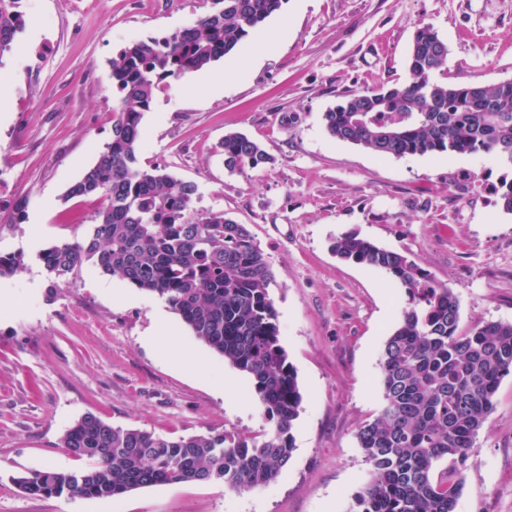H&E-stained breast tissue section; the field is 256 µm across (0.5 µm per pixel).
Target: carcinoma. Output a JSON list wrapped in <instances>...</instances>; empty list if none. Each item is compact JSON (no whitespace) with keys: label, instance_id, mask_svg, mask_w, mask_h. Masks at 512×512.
Segmentation results:
<instances>
[{"label":"carcinoma","instance_id":"obj_1","mask_svg":"<svg viewBox=\"0 0 512 512\" xmlns=\"http://www.w3.org/2000/svg\"><path fill=\"white\" fill-rule=\"evenodd\" d=\"M21 3L0 0V57L25 24ZM283 4L213 0L195 24L119 50L112 58L111 139L66 191L68 199L96 196L104 205L89 235L39 254L62 282L90 263L164 300L194 336L248 376L272 429L260 440L226 430L171 438L86 414L61 444L87 466L28 470L17 478L24 493L112 499L154 485L212 481L241 491L274 481L290 464L303 395L279 343L268 260L246 225L221 212L191 216L196 183L139 163L142 119L158 86L231 53ZM447 60L435 27L418 25L408 77L345 96L323 114L328 134L383 158L484 154L512 169V80L439 82L435 73ZM219 149L232 173L271 162L241 133L225 135ZM495 192L512 214V177L503 176ZM331 251L384 271L406 294L379 358L383 404L357 434L371 479L351 512H455L475 438L499 384L512 375V322L481 321L462 331L453 289L406 254L353 232L336 237ZM24 266L20 253L0 255V277Z\"/></svg>","mask_w":512,"mask_h":512}]
</instances>
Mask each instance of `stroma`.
Instances as JSON below:
<instances>
[{
	"instance_id": "35a3bbf8",
	"label": "stroma",
	"mask_w": 512,
	"mask_h": 512,
	"mask_svg": "<svg viewBox=\"0 0 512 512\" xmlns=\"http://www.w3.org/2000/svg\"><path fill=\"white\" fill-rule=\"evenodd\" d=\"M26 24L0 76V512H350L370 480L357 433L383 402L378 369L403 288L346 263L331 238L359 232L405 253L461 303V330L512 321V214L494 191L504 172L479 155L383 158L332 138L323 114L344 96L407 75L417 25L448 45L441 81L512 79V0H285L246 42L207 69L161 83L143 118L141 167L195 182V215L247 225L274 275L279 339L303 403L286 470L235 492L220 482L141 488L109 501L33 498L31 469H79L60 440L86 414L167 437L270 424L249 379L198 340L157 297L84 267L55 282L39 259L86 235L102 201L65 199L112 135V59L172 33L212 0H23ZM241 132L271 156L231 173L218 146ZM26 200L22 219L14 206ZM456 512H512V375L463 472Z\"/></svg>"
}]
</instances>
